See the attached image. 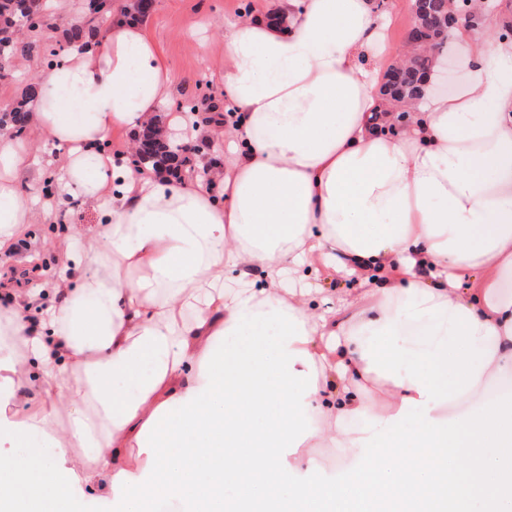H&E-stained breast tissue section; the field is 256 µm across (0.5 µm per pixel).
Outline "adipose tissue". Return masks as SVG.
Masks as SVG:
<instances>
[{
  "label": "adipose tissue",
  "mask_w": 512,
  "mask_h": 512,
  "mask_svg": "<svg viewBox=\"0 0 512 512\" xmlns=\"http://www.w3.org/2000/svg\"><path fill=\"white\" fill-rule=\"evenodd\" d=\"M275 4L224 23L234 124L207 183L132 176L104 146L147 126L171 84L143 21L113 17L38 80L29 108L58 151L56 179L102 220L58 244L57 300L39 324L25 311L42 288L0 307V464L23 480L10 446L45 438L47 476L29 495L56 512H85L78 492L98 486L111 512L162 499L182 512H467L472 466L494 512H512V396L475 402L512 377V39L488 12L449 30L467 83L453 97L425 85L391 135L369 120L389 13L373 0ZM41 161L0 136V253L34 220L39 189L22 178ZM334 273L363 293L313 304ZM421 317L440 339L406 351ZM32 362L52 400L23 390ZM370 416L377 434L338 430ZM319 443L366 462L323 470ZM90 447L76 466L71 449Z\"/></svg>",
  "instance_id": "obj_1"
}]
</instances>
